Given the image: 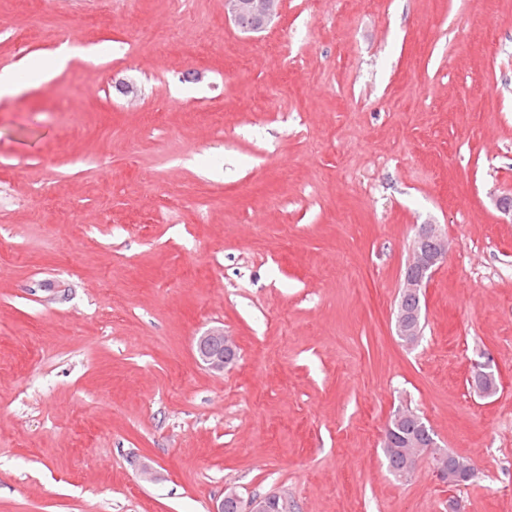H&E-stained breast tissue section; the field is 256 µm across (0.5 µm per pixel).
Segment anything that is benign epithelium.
<instances>
[{
	"instance_id": "1",
	"label": "benign epithelium",
	"mask_w": 512,
	"mask_h": 512,
	"mask_svg": "<svg viewBox=\"0 0 512 512\" xmlns=\"http://www.w3.org/2000/svg\"><path fill=\"white\" fill-rule=\"evenodd\" d=\"M280 0H224V12L246 31L265 28L278 14ZM448 238L435 224L421 226L412 245L413 257L406 266L401 285L402 295L424 293L434 273L446 258ZM395 333L401 343L407 347L417 344L422 335L421 312L407 311L398 306L395 317ZM196 353L201 362L212 372L222 373L231 365L237 354L235 341L224 335V331L214 329L199 337L196 341ZM434 468L440 480L455 487L471 474V466L448 465L446 455L435 454ZM232 498L239 501L240 512H295V504L283 493L253 498L247 502L232 489H226L224 498L215 502L210 512H224V500Z\"/></svg>"
}]
</instances>
